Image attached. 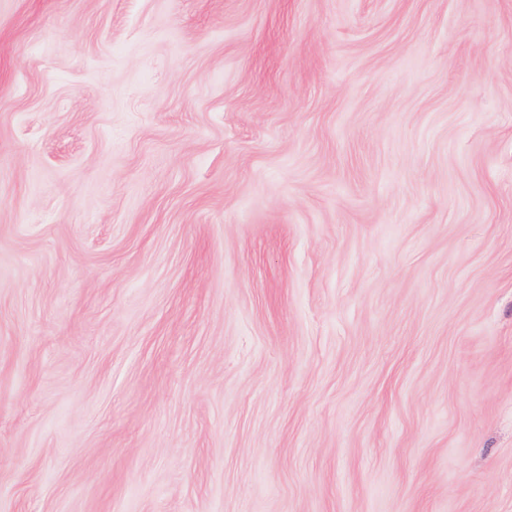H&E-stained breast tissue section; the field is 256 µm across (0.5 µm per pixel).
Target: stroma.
<instances>
[{
	"instance_id": "obj_1",
	"label": "stroma",
	"mask_w": 512,
	"mask_h": 512,
	"mask_svg": "<svg viewBox=\"0 0 512 512\" xmlns=\"http://www.w3.org/2000/svg\"><path fill=\"white\" fill-rule=\"evenodd\" d=\"M0 512H512V0H0Z\"/></svg>"
}]
</instances>
